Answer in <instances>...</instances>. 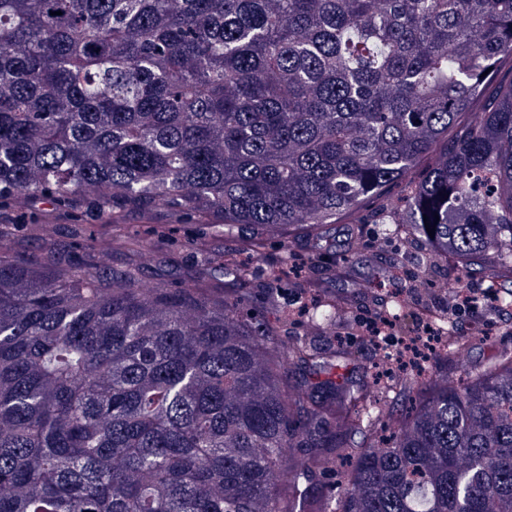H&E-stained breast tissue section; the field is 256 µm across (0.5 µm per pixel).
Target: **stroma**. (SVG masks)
<instances>
[{"mask_svg":"<svg viewBox=\"0 0 512 512\" xmlns=\"http://www.w3.org/2000/svg\"><path fill=\"white\" fill-rule=\"evenodd\" d=\"M102 210L101 193H88L81 188L64 197L50 191L29 199L5 195L0 197V228L7 229V242L17 256L60 247L72 260L93 272L123 269L135 262L142 282L161 283L169 288L185 287L187 273L194 270L205 271L208 283H223L224 253L235 251L239 265L248 271L251 280L249 290L238 295L239 312L245 318L262 322L267 316L260 299L268 276L280 262H287L292 282L306 281L310 289L304 295L292 283L281 289V308L290 318L281 330L279 343L308 338L318 346L346 347L353 355L351 374L356 379L363 378L380 361L370 338L340 339L329 333L311 336L305 314L311 302L335 296L351 299L350 308L341 313L342 319L366 327L383 313L390 297L401 296L411 316L384 330L382 338L390 345L407 337L415 323L412 313L422 307L448 313L455 329L465 336H471L475 327H484L483 336L474 338L463 359L451 364L449 372L453 375L464 365L483 361L499 350L512 349V310L501 309L477 277L464 280L465 287L476 296L473 305L452 308L454 275L449 274L446 261L432 258L416 243H404L396 272L378 277L377 266L387 263L390 254L377 243V225H363V260L354 265L350 275L335 278L326 272L334 264L335 255L317 260L305 245L288 254L282 237L275 236L269 238L263 254L257 257L244 244L247 228L235 229L227 236L217 233L199 216L176 203L148 211L118 208L119 222L114 226L105 224ZM145 240L154 244L152 257L135 259L129 242Z\"/></svg>","mask_w":512,"mask_h":512,"instance_id":"35a3bbf8","label":"stroma"}]
</instances>
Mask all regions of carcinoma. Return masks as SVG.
Returning <instances> with one entry per match:
<instances>
[{"label":"carcinoma","mask_w":512,"mask_h":512,"mask_svg":"<svg viewBox=\"0 0 512 512\" xmlns=\"http://www.w3.org/2000/svg\"><path fill=\"white\" fill-rule=\"evenodd\" d=\"M505 62L512 0H0V196L177 200L317 258L332 218L403 183L382 238L512 309ZM338 319L332 298L309 316ZM280 329L227 290L0 254V512H324L310 481L338 460L333 512H512V349L381 390Z\"/></svg>","instance_id":"obj_1"}]
</instances>
